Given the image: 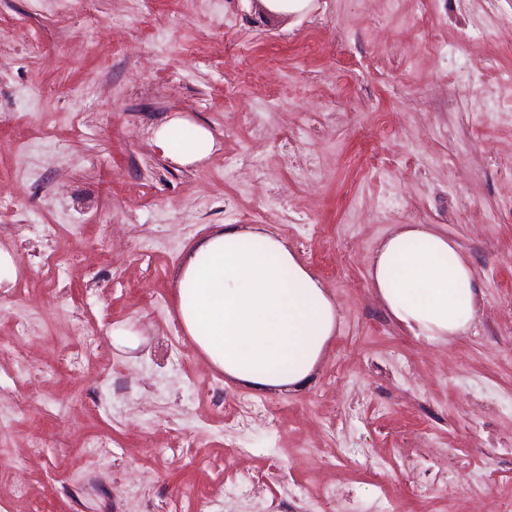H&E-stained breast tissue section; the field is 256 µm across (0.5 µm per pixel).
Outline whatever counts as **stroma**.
<instances>
[{"label": "stroma", "instance_id": "obj_1", "mask_svg": "<svg viewBox=\"0 0 512 512\" xmlns=\"http://www.w3.org/2000/svg\"><path fill=\"white\" fill-rule=\"evenodd\" d=\"M176 115L212 133L201 162L156 146ZM0 198V512L512 502V0H0ZM224 224L286 239L336 304L299 390L229 379L179 321ZM397 224L468 257L463 335L371 288Z\"/></svg>", "mask_w": 512, "mask_h": 512}]
</instances>
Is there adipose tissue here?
Here are the masks:
<instances>
[{"instance_id":"1","label":"adipose tissue","mask_w":512,"mask_h":512,"mask_svg":"<svg viewBox=\"0 0 512 512\" xmlns=\"http://www.w3.org/2000/svg\"><path fill=\"white\" fill-rule=\"evenodd\" d=\"M174 163L201 161L211 132L176 116L156 132ZM373 288L415 335L448 340L466 332L480 294L472 268L447 235L398 224L370 259ZM179 316L208 359L254 390L300 387L336 333V309L287 241L227 224L203 240L178 276Z\"/></svg>"}]
</instances>
